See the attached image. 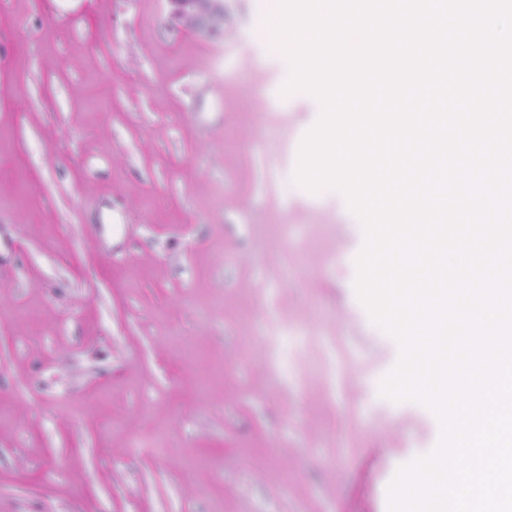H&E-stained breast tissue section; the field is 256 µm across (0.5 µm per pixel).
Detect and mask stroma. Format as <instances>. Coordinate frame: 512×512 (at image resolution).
Returning <instances> with one entry per match:
<instances>
[{
	"label": "stroma",
	"mask_w": 512,
	"mask_h": 512,
	"mask_svg": "<svg viewBox=\"0 0 512 512\" xmlns=\"http://www.w3.org/2000/svg\"><path fill=\"white\" fill-rule=\"evenodd\" d=\"M168 0H0V512H389L440 424L356 291L366 233L293 171L274 47Z\"/></svg>",
	"instance_id": "35a3bbf8"
}]
</instances>
